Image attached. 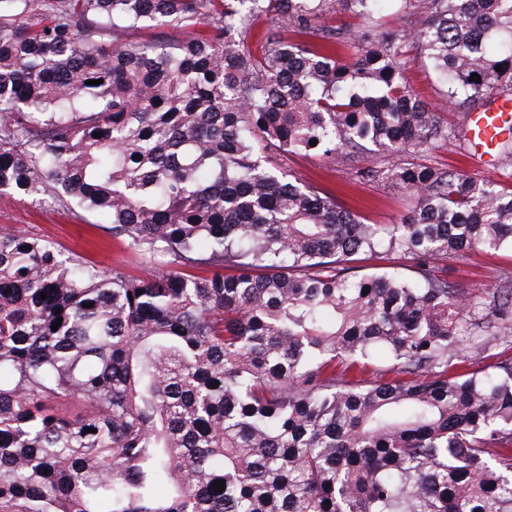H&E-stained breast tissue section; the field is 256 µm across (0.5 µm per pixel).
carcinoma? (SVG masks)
<instances>
[{"mask_svg": "<svg viewBox=\"0 0 512 512\" xmlns=\"http://www.w3.org/2000/svg\"><path fill=\"white\" fill-rule=\"evenodd\" d=\"M389 2L0 0V191L173 266L0 228V512H512V355L453 370L512 350V273L437 272L512 250V190L413 160L464 135L405 76L411 47L454 107L511 92L512 0H423L397 37L320 23ZM145 24L208 33L127 39ZM345 150L400 155L365 176L413 209L367 224L277 162ZM395 252L410 273L355 274ZM378 346L398 378L345 379ZM448 281L461 292L491 288L500 275L512 271L511 250L496 253H467L439 261Z\"/></svg>", "mask_w": 512, "mask_h": 512, "instance_id": "cac0c4a2", "label": "carcinoma"}]
</instances>
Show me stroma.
I'll list each match as a JSON object with an SVG mask.
<instances>
[{"label": "stroma", "instance_id": "stroma-1", "mask_svg": "<svg viewBox=\"0 0 512 512\" xmlns=\"http://www.w3.org/2000/svg\"><path fill=\"white\" fill-rule=\"evenodd\" d=\"M407 77L420 100L433 111L439 112L444 126L463 128L464 112L445 103L444 87L425 61L415 59L409 66ZM426 161L491 180L507 189L512 187V173L498 167L481 169L471 150L460 149L454 140L432 151ZM285 164L302 182L335 192L340 203L355 207L369 224L393 223L413 205L410 197L397 193L390 183L357 177V170L381 166V158L374 154H350L334 162L291 155L286 158ZM1 226L52 239L62 248L81 251L88 260L101 266H121L130 275L145 276L154 270L153 265L140 259L127 244L114 240L103 225L88 223L72 214L31 205L5 192L0 193ZM439 267L449 282L460 291L489 288L500 275L512 271V251L506 249L496 253L452 256L440 261Z\"/></svg>", "mask_w": 512, "mask_h": 512}]
</instances>
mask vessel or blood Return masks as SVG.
<instances>
[{"instance_id": "obj_1", "label": "vessel or blood", "mask_w": 512, "mask_h": 512, "mask_svg": "<svg viewBox=\"0 0 512 512\" xmlns=\"http://www.w3.org/2000/svg\"><path fill=\"white\" fill-rule=\"evenodd\" d=\"M512 127V96H497L491 105L470 113L468 138L484 165L497 163L496 146L507 128Z\"/></svg>"}]
</instances>
